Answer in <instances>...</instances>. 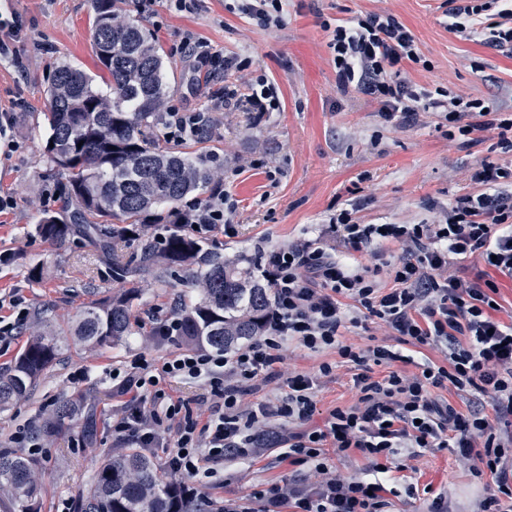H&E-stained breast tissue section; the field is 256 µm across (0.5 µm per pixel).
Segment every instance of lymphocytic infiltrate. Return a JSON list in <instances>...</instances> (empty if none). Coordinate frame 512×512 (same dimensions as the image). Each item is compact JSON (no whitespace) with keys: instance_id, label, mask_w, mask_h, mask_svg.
<instances>
[{"instance_id":"lymphocytic-infiltrate-1","label":"lymphocytic infiltrate","mask_w":512,"mask_h":512,"mask_svg":"<svg viewBox=\"0 0 512 512\" xmlns=\"http://www.w3.org/2000/svg\"><path fill=\"white\" fill-rule=\"evenodd\" d=\"M284 0H235L230 12L264 31L284 22ZM449 28L466 40L512 57V0H448ZM496 11L497 22L483 20ZM340 89L375 100L385 123L412 126L422 113L438 112L449 136L471 141L473 135L500 130L498 147L512 151V119L499 118L483 100H466L444 87L417 88L402 77L404 63L421 55L412 31L390 13L371 12L344 22L323 20ZM182 61L204 73L211 90L200 109L166 106L165 142L180 144L208 137L228 112L264 116L279 111L277 86L265 75L250 74L251 61L214 49L195 32L183 31ZM471 182L475 193L438 207L425 224H361L351 211L330 218L318 235L263 251L258 269L272 288L274 301L259 336L231 352L202 345L179 349L162 365L136 356L115 387L125 402L112 422L122 444L156 447L173 432L167 461L188 493H196L217 459L259 457L270 420L292 425L280 437L292 475L284 486L257 492L259 510L228 499L224 512H385L390 502L386 460L404 455L418 460L433 448H449L458 463L474 475H490L492 486L472 512H512V322L497 316L500 279L512 280V169L482 161ZM235 205L223 190L206 201L186 206L179 217L184 228L211 232L233 230ZM398 245L401 254L388 260L383 244ZM372 249L379 266L389 267L393 285L385 288L366 271L351 267L353 253ZM476 258L484 267L465 274L462 262ZM375 320L395 337L396 346L342 344L344 325ZM297 341L313 352L337 350L353 363L354 404L329 411L314 423L315 390L333 367L282 375V351ZM404 345L426 347L440 361L425 360L407 372ZM386 368L374 378V367ZM285 378L283 395L246 403L265 383ZM192 379L221 405L200 418L165 390L167 381ZM457 395L461 406L439 398ZM358 451L369 460L374 477L344 474L330 465L331 455Z\"/></svg>"}]
</instances>
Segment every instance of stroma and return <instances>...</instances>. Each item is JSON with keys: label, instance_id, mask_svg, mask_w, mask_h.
<instances>
[{"label": "stroma", "instance_id": "35a3bbf8", "mask_svg": "<svg viewBox=\"0 0 512 512\" xmlns=\"http://www.w3.org/2000/svg\"><path fill=\"white\" fill-rule=\"evenodd\" d=\"M445 0H286L284 25L274 32L249 26L229 12L225 0H205L196 14L174 13L158 0L142 20L164 50L170 103L189 108L204 104L203 74L189 70L175 48L182 30L201 34L216 48L252 60L254 74L265 75L279 89L282 107L262 120L248 112H229L224 125L203 142L189 141L178 150L190 157L223 161L221 186L236 206L234 235L223 230L203 234L206 247L225 259L256 258L259 248L282 246L305 230L328 223L355 200L366 205L356 213L362 224H422L433 221L434 204L473 193L469 175L487 160L512 167V152L497 148V131L481 135L467 147L449 140L439 115L422 114L417 125L394 127L382 122L379 103L356 92L340 91L327 47L322 17L349 19L369 12L394 14L415 35L421 63H405L404 76L427 89L443 86L464 99H484L483 74L497 78L494 108L512 119V57L452 32L444 16ZM18 13L30 30L16 48L26 59L25 72L11 60H0V110L14 114V124L0 136V195L16 204L0 213V298L17 296L31 314L26 329L0 345V367L23 351L34 314L65 326L87 302V289L98 298L119 292L110 261L82 237L56 245L42 239L36 223L43 213L58 211V185L46 174L44 148L49 133L45 86L48 69L70 62L95 71L91 0H0V13ZM258 167H251V160ZM45 268L34 281L29 271ZM194 289L167 287L147 275L138 283L133 302L131 336L103 348H70L41 377L28 398L0 412V446L22 426H37L62 400L82 397L95 413L96 435L84 440L81 424L53 437H41V512H75L79 491L89 486L99 461L116 446L112 417L122 405L112 394V372L144 353L161 364L174 344L150 336L151 316L179 315L184 300H196ZM334 366L315 394L316 409L326 414L354 400L351 364L336 350L312 353L290 344L284 367L309 370L320 363ZM279 446L255 459L218 464L197 493L204 512H217L228 498H251L257 491L283 483L288 464ZM396 491L390 512H426L433 496L447 494L463 505L486 492L485 480L463 469L448 448L425 452L416 469L394 460L387 475Z\"/></svg>", "mask_w": 512, "mask_h": 512}]
</instances>
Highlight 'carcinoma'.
<instances>
[{
	"label": "carcinoma",
	"instance_id": "1",
	"mask_svg": "<svg viewBox=\"0 0 512 512\" xmlns=\"http://www.w3.org/2000/svg\"><path fill=\"white\" fill-rule=\"evenodd\" d=\"M93 43L107 70L103 84L63 62L48 79L45 147L49 171L65 177L63 212L45 214L37 231L64 243L80 235L112 261V276L126 291L85 305L63 332H32L12 365L0 369V409L29 396L44 372L70 346L108 347L131 334L134 284L148 274L159 281L183 274L199 290L184 305L183 336L230 352L260 335L272 290L246 267H230L189 232L175 230L161 246L145 245L129 260L115 257L117 224H174L183 200L218 177L203 159L162 149L156 129L169 95L157 39L135 20L115 17L111 0H92ZM79 416L86 438L94 436L92 409L80 398L60 402L40 430L51 437ZM152 457L129 448L105 457L90 486L79 493L77 512H200L181 481H162ZM40 463L0 449V488L10 495L6 512H39Z\"/></svg>",
	"mask_w": 512,
	"mask_h": 512
}]
</instances>
